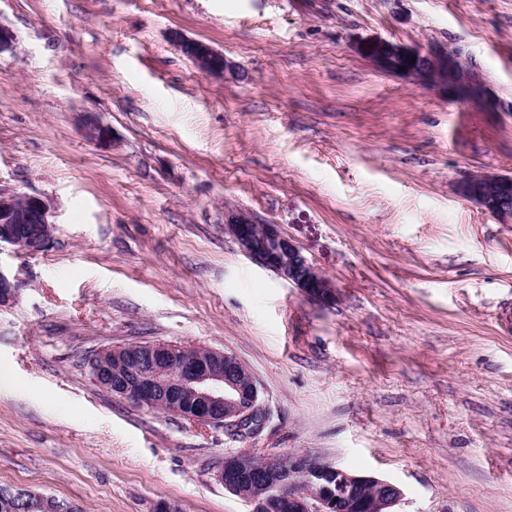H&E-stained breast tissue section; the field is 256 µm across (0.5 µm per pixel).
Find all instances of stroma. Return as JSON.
<instances>
[{"label":"stroma","mask_w":512,"mask_h":512,"mask_svg":"<svg viewBox=\"0 0 512 512\" xmlns=\"http://www.w3.org/2000/svg\"><path fill=\"white\" fill-rule=\"evenodd\" d=\"M0 25V187L56 226L0 255V485L252 512L224 457L311 453L398 484L397 512H512V224L459 193L512 175V0H0ZM379 39L459 53L501 111L380 71ZM228 208L277 225L333 302L248 258ZM134 342L235 355L267 426L236 441L102 390L87 358ZM179 51L200 69L217 74H235L236 66L210 44L196 39H175ZM83 131L85 136L97 145L104 146L111 144L112 132L110 127L91 112L85 113Z\"/></svg>","instance_id":"stroma-1"}]
</instances>
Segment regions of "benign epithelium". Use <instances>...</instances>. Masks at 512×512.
Wrapping results in <instances>:
<instances>
[{"instance_id": "obj_1", "label": "benign epithelium", "mask_w": 512, "mask_h": 512, "mask_svg": "<svg viewBox=\"0 0 512 512\" xmlns=\"http://www.w3.org/2000/svg\"><path fill=\"white\" fill-rule=\"evenodd\" d=\"M179 51L200 69L235 74L236 66L210 44L178 37ZM382 71L434 86L456 101L480 100L496 111L500 101L491 88L477 82L454 52L434 49L413 52L387 41L364 47ZM85 136L97 145L111 144L108 125L85 113ZM497 188L493 196L478 185ZM459 192L493 214L512 223V177L480 173L461 182ZM225 230L244 253L309 298L327 303L332 283L302 255L276 225L266 224L237 209L224 212ZM55 230L52 211L42 198L0 188V254L33 255L47 249ZM17 284L0 266V306L16 300ZM113 395L140 407H164L168 414L201 426L222 428L240 439L260 432L267 413L248 368L234 355L167 343L125 345L90 362ZM215 478L224 490L253 505V512H396L404 498L396 483L373 475L351 473L313 454L242 452L224 457Z\"/></svg>"}]
</instances>
